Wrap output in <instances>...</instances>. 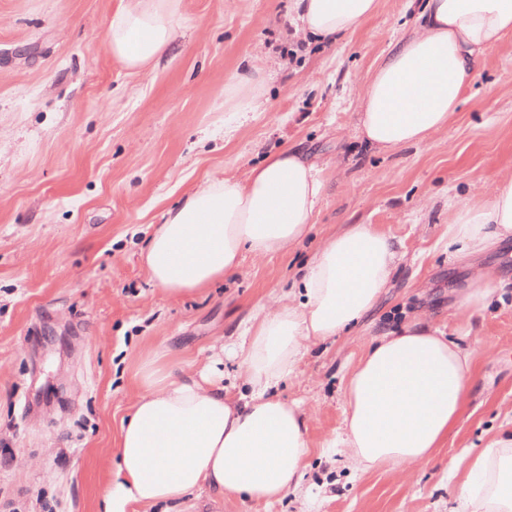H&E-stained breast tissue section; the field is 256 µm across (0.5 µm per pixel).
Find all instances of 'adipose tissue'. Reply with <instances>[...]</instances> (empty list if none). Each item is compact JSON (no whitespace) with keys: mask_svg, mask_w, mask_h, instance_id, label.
<instances>
[{"mask_svg":"<svg viewBox=\"0 0 512 512\" xmlns=\"http://www.w3.org/2000/svg\"><path fill=\"white\" fill-rule=\"evenodd\" d=\"M179 0H121L106 46L132 72L145 71L176 40ZM377 0H291V19L326 47L354 33ZM512 34V0H417L411 29L356 90L357 130L392 151L443 130L473 86L486 53ZM268 93L254 57L224 85V132L232 134ZM325 189L297 146L266 154L244 174L205 179L168 208L141 252L151 281L186 297L236 275L244 257L264 260L307 240ZM512 239V178L492 183L477 205L457 207L448 245L475 255ZM399 247L370 224L323 239L287 294L258 305L224 352L202 369H174L170 352L140 356L141 389L122 425L115 479L103 512L137 503L183 512L201 494L280 501L299 486L309 453L308 412L280 387L319 343L349 332L376 305L397 269ZM233 360L232 383L222 364ZM470 355L431 319L403 321L371 340L343 376V453L365 473L411 470L432 458L466 394ZM459 512H512V431L470 462Z\"/></svg>","mask_w":512,"mask_h":512,"instance_id":"ef3b65f1","label":"adipose tissue"}]
</instances>
